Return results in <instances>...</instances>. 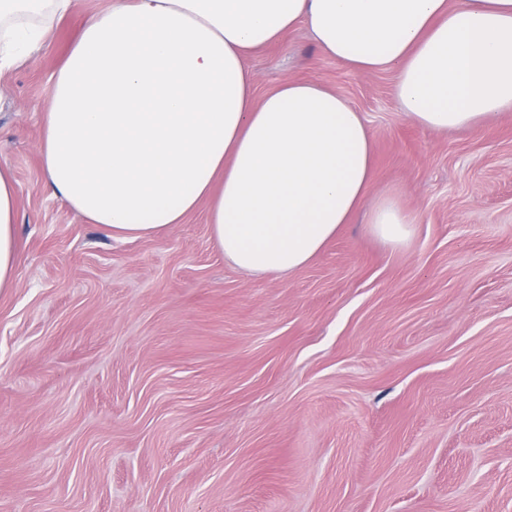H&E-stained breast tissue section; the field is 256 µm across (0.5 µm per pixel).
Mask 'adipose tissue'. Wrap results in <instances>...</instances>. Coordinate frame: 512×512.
Returning a JSON list of instances; mask_svg holds the SVG:
<instances>
[{
	"mask_svg": "<svg viewBox=\"0 0 512 512\" xmlns=\"http://www.w3.org/2000/svg\"><path fill=\"white\" fill-rule=\"evenodd\" d=\"M74 0H0V72L48 42ZM305 25L358 73L391 71L423 128L512 111V0H111L52 76L38 153L54 193L118 239L166 234L201 203L225 260L252 273L307 265L362 205L374 140L360 112L314 82L255 99V51ZM18 201L0 166V294L16 286ZM399 247L415 217L369 211Z\"/></svg>",
	"mask_w": 512,
	"mask_h": 512,
	"instance_id": "ef3b65f1",
	"label": "adipose tissue"
}]
</instances>
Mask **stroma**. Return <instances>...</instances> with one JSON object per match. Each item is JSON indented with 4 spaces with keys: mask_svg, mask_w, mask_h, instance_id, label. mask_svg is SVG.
Wrapping results in <instances>:
<instances>
[{
    "mask_svg": "<svg viewBox=\"0 0 512 512\" xmlns=\"http://www.w3.org/2000/svg\"><path fill=\"white\" fill-rule=\"evenodd\" d=\"M0 74L19 197L0 294V512H512V112L414 124L395 76L298 26L253 55L255 92L322 83L374 137L367 204L412 212L391 247L357 214L305 267L247 274L208 207L118 241L53 192L36 145L85 19Z\"/></svg>",
    "mask_w": 512,
    "mask_h": 512,
    "instance_id": "35a3bbf8",
    "label": "stroma"
}]
</instances>
